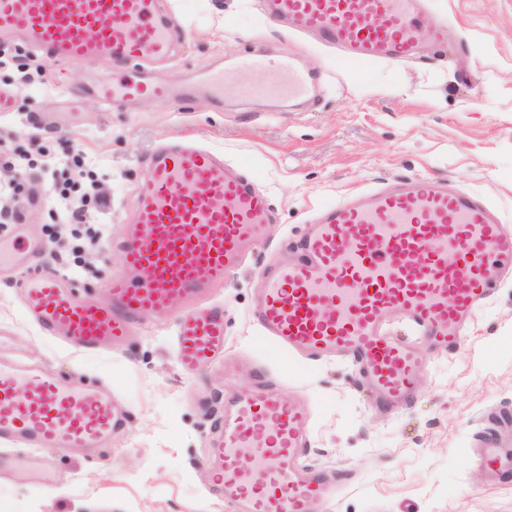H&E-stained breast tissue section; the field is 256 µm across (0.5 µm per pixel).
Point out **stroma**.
Listing matches in <instances>:
<instances>
[{
    "mask_svg": "<svg viewBox=\"0 0 512 512\" xmlns=\"http://www.w3.org/2000/svg\"><path fill=\"white\" fill-rule=\"evenodd\" d=\"M164 8L180 35L171 59L151 67L160 82L177 75L189 83L236 55L271 61L293 47L259 0H166ZM430 9L450 29L443 56L404 67H342L306 45L302 60L323 73L324 86L314 104L295 107L248 96L221 105L147 97L106 106L85 89L111 72V61L52 65L22 43L0 44V56L10 60L0 67V138L18 151L43 146L49 157L77 150L101 157L113 238L121 237L148 175L144 158L163 135L223 150L269 195L277 222L220 293L224 351L257 354L283 396H307L313 418L302 465L348 476L331 512H512V487L487 482L476 446L494 412L512 414V281L478 311L456 352L432 359L418 380L419 398L390 420L373 415L349 364L284 372L250 320L257 268L272 253L294 261L284 238L301 237L314 208L353 189L386 179L453 178L512 221V0H430ZM34 194L26 222L40 248L29 269L57 271L87 227L56 223L44 185ZM81 262L72 276L76 289L106 299L121 252L93 249ZM173 333V319H147L121 349L77 351L43 335L24 316L15 282L0 279V353L111 384L124 416L108 447L55 453L53 487L0 473V512H235L208 490L205 461L225 394L256 376L225 372L219 362L185 379Z\"/></svg>",
    "mask_w": 512,
    "mask_h": 512,
    "instance_id": "stroma-1",
    "label": "stroma"
}]
</instances>
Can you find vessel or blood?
I'll return each instance as SVG.
<instances>
[{
  "label": "vessel or blood",
  "instance_id": "1",
  "mask_svg": "<svg viewBox=\"0 0 512 512\" xmlns=\"http://www.w3.org/2000/svg\"><path fill=\"white\" fill-rule=\"evenodd\" d=\"M266 17L315 38L343 65L414 59L421 30L442 42L447 23L426 0H262ZM22 39L49 61L93 59L122 67L87 89L105 103L144 94L162 100L240 93L238 72L271 68L261 93L288 104L315 101L322 75L298 51L273 65L249 53L184 88L155 82L142 64L169 57L175 31L159 0H0V42ZM122 270L108 302L76 293L62 275L25 273L22 307L42 332L79 351L120 348L143 319L174 318L173 350L184 377L224 352V305L214 294L240 268L272 222L269 195L221 150L164 137L147 156ZM24 234L0 239V270L19 268ZM293 264L269 261L251 317L286 371L315 362L354 364L388 416L417 395L431 356L460 347L466 328L512 270V230L475 192L444 180L379 182L322 205L294 246ZM398 318L413 337L391 329ZM309 406L260 383L231 393L218 423L213 482L237 512H312L331 505L345 475L328 480L301 465ZM122 424L112 389L87 386L15 357L0 356V439L23 444L0 469H26L36 486L54 478L48 449H95ZM480 446L490 482L512 476V416L497 418Z\"/></svg>",
  "mask_w": 512,
  "mask_h": 512
}]
</instances>
